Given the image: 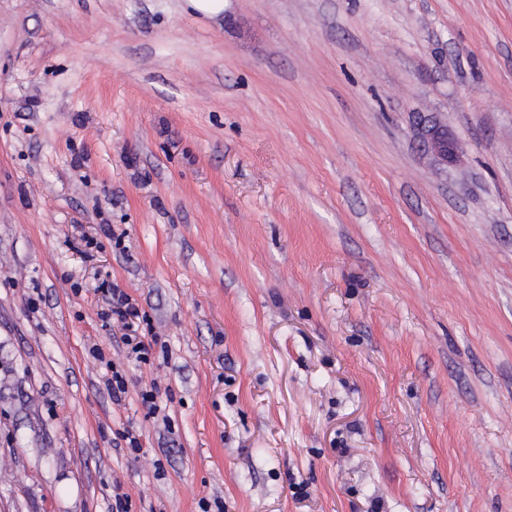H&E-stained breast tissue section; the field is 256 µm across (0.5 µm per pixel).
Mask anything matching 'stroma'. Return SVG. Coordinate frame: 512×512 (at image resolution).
Here are the masks:
<instances>
[{"label":"stroma","mask_w":512,"mask_h":512,"mask_svg":"<svg viewBox=\"0 0 512 512\" xmlns=\"http://www.w3.org/2000/svg\"><path fill=\"white\" fill-rule=\"evenodd\" d=\"M119 496L512 512V0H0V512ZM111 292V308L110 314H106L108 317L116 316L117 319L123 322L128 328H132V325H129L128 320L132 321L134 319L140 320V312L135 303L132 302V298L125 293L124 291L119 290V288H110ZM146 336H123L122 340L125 345L129 347V354L134 356V359L141 363H147L150 359L152 342L156 343L157 336L152 335L151 340L145 342ZM93 354L95 359L100 361V363H105V366L108 371L112 373L111 378H108L106 383L108 388L112 392V399L117 403L122 401V397H125V394L128 391V383L121 373L120 370L117 369L116 364L112 362V360H106L103 355L101 349L99 347H93Z\"/></svg>","instance_id":"obj_1"}]
</instances>
